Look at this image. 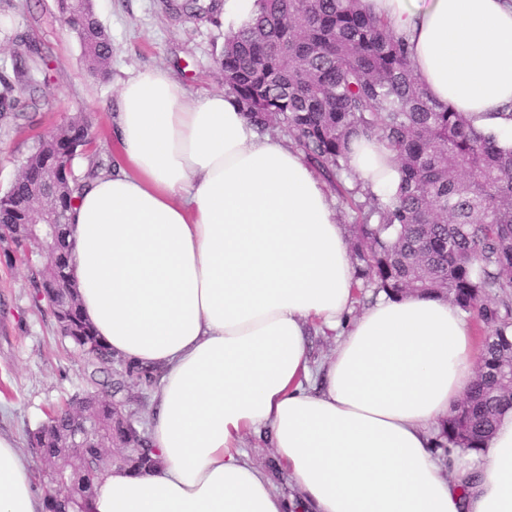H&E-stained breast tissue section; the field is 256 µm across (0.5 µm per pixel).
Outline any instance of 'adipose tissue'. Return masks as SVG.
Instances as JSON below:
<instances>
[{"label":"adipose tissue","instance_id":"adipose-tissue-1","mask_svg":"<svg viewBox=\"0 0 512 512\" xmlns=\"http://www.w3.org/2000/svg\"><path fill=\"white\" fill-rule=\"evenodd\" d=\"M405 37L432 101L512 142V0H362ZM115 169L68 214L72 279L94 331L155 367L160 462L109 470L86 512H288L244 449L268 430L303 512H512V413L476 468L433 451L468 391L477 344L447 300L381 299L346 321L354 270L325 182L259 136L233 97L192 96L169 70L121 87ZM350 174L394 195L377 142ZM339 335L314 368L307 325ZM0 512H45L31 463L0 434Z\"/></svg>","mask_w":512,"mask_h":512}]
</instances>
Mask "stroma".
<instances>
[{"mask_svg": "<svg viewBox=\"0 0 512 512\" xmlns=\"http://www.w3.org/2000/svg\"><path fill=\"white\" fill-rule=\"evenodd\" d=\"M182 0H93L99 22L112 37L106 75L93 77L80 63L81 48L62 23L56 0H0V75L12 76L13 38L26 34L44 48L37 111L18 127L0 129V192L20 172L37 136L70 117L87 114L93 146L74 161L84 175L91 161L111 163L112 120L120 109L119 88L147 67L170 70L196 96L224 88L215 63L229 25L223 14L191 16ZM81 354L61 343L48 307H36L26 268L0 255V431L14 434L30 459L35 483L45 463L29 434L87 386Z\"/></svg>", "mask_w": 512, "mask_h": 512, "instance_id": "1", "label": "stroma"}]
</instances>
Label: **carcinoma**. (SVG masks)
Returning a JSON list of instances; mask_svg holds the SVG:
<instances>
[{"label": "carcinoma", "instance_id": "cac0c4a2", "mask_svg": "<svg viewBox=\"0 0 512 512\" xmlns=\"http://www.w3.org/2000/svg\"><path fill=\"white\" fill-rule=\"evenodd\" d=\"M58 11L82 49L91 73L112 60V40L96 18L92 0H57ZM21 82L38 88L39 48L21 38L14 54ZM224 92L235 98L260 134L278 131L356 212L353 224L361 287L394 299L434 294L486 326L481 364L466 398L440 426L435 447L448 454L478 452L512 395L499 385L504 362L512 359V145L476 128L464 112L432 102L409 59L408 44L388 22L366 13L360 0H255L251 16L228 32L217 60ZM22 101L15 85L0 78V121L17 118ZM376 140L394 156L400 172L397 193L384 201L373 193L355 199L341 175L349 173L352 139ZM91 141L82 116L59 124L50 139L40 138L22 162L18 177L0 196V236L10 239L26 264L34 296L55 288L68 320L64 341L87 361L90 389L69 407L54 411L31 435L56 463L82 419L98 421L97 450L78 449L66 470L74 495L49 502L52 512H84L100 475L102 455L112 444L143 451L125 467L144 471L158 463L156 449L141 437L137 417L128 429L112 427L109 402L112 349L84 319L71 281L70 225L46 256L28 237V214L21 204L32 190L52 179L51 205L63 214L83 184L73 161ZM126 378L153 384L158 372L128 367Z\"/></svg>", "mask_w": 512, "mask_h": 512}]
</instances>
